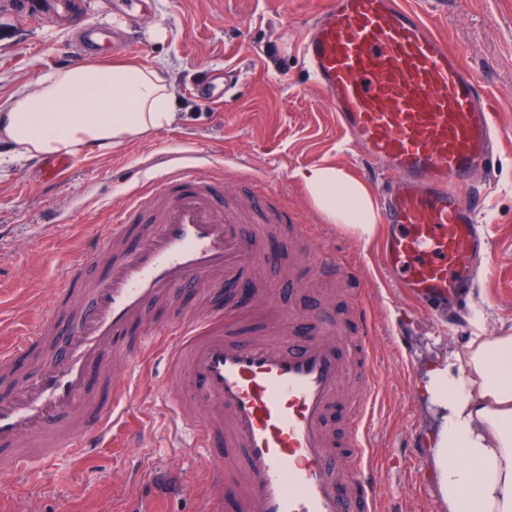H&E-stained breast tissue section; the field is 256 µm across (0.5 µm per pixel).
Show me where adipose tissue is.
<instances>
[{"mask_svg": "<svg viewBox=\"0 0 512 512\" xmlns=\"http://www.w3.org/2000/svg\"><path fill=\"white\" fill-rule=\"evenodd\" d=\"M174 91L164 74L139 63L60 69L33 93L0 102V140L15 155L105 152L170 124ZM316 206L359 239L376 232L372 196L334 166L296 173ZM474 310L473 332L431 363L422 390L442 409L428 438L448 512H512V332H488Z\"/></svg>", "mask_w": 512, "mask_h": 512, "instance_id": "1", "label": "adipose tissue"}]
</instances>
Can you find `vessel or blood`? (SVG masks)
Returning a JSON list of instances; mask_svg holds the SVG:
<instances>
[{"label":"vessel or blood","instance_id":"vessel-or-blood-1","mask_svg":"<svg viewBox=\"0 0 512 512\" xmlns=\"http://www.w3.org/2000/svg\"><path fill=\"white\" fill-rule=\"evenodd\" d=\"M17 8L25 17L50 12L82 26L76 58L83 64L97 57L102 31L69 0H19ZM302 55L341 128L389 176L380 197L382 268L429 312L458 305L483 242L457 190L493 169L492 99L429 28L422 8L397 0H329L308 22ZM160 177V196L127 204L94 238L84 268L56 282L45 313L0 347V373L23 358L35 362L0 395L7 469L94 447L120 417L124 385L113 381L109 363L121 360L132 377L161 349L177 383L162 400L192 433L194 449L209 457L213 481L223 482L225 464L242 467L241 512H381L370 467L373 391L348 419L345 462L331 461L328 415L353 376L351 353H364V344L349 347L346 325L335 316L318 318L316 337L286 348L283 340L297 331L293 313L257 341L219 316L175 320L162 311L164 298L195 290L200 278L239 274L270 256L257 231L225 208L224 186L205 162L165 163ZM119 238L131 246L85 281V267ZM309 254L318 270L336 275L324 245ZM80 288L85 300L68 308ZM197 404L206 407L205 419H196Z\"/></svg>","mask_w":512,"mask_h":512}]
</instances>
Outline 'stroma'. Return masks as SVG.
Here are the masks:
<instances>
[{
    "mask_svg": "<svg viewBox=\"0 0 512 512\" xmlns=\"http://www.w3.org/2000/svg\"><path fill=\"white\" fill-rule=\"evenodd\" d=\"M327 0H77L90 22L125 26L133 7L138 43H108L101 60L130 59L166 67L175 85L176 118L170 125L112 150L73 156L61 180L45 182L37 160L7 161L0 143V318L17 331L29 329L47 307L54 284L80 264L82 248L112 224L114 212L142 192L157 190L146 165L166 154L206 155L224 178V203L242 213L246 226L263 222L255 206L262 193L276 196L281 223L269 225L262 247L279 246L273 263L243 275L256 292L244 324L266 335L277 316L294 310L309 319L321 313L348 315L361 305L370 330L369 352L379 369L374 404L372 463L386 491L388 512H445L431 472L425 441L441 409L420 385L429 362L447 358L471 333L470 312L481 305L489 330H512V0H434L427 19L445 37L496 100L499 145L490 176L460 190L475 208L488 246V267L451 319L429 316L392 288L377 259L376 240L363 241L329 221L295 176L296 170L330 163L369 190L380 177L363 152L348 143L334 107L317 90L300 50L306 19ZM165 31L163 39L153 29ZM76 30L47 20L14 17L0 0V101L33 92L43 75L65 68ZM224 82L234 96L223 105L200 97L198 88ZM54 209L58 221L42 213ZM334 250L348 282L328 286L303 273L306 252L289 241L287 225ZM224 277L206 278L204 289L178 293L168 306L198 317L217 306ZM169 375L147 359L128 386L127 419L114 440L86 455L28 461L0 473V512H125L138 498L154 512H196L218 495L207 479L208 459L183 448L173 413L159 401ZM181 470L179 497H154L130 476L132 461Z\"/></svg>",
    "mask_w": 512,
    "mask_h": 512,
    "instance_id": "stroma-1",
    "label": "stroma"
}]
</instances>
